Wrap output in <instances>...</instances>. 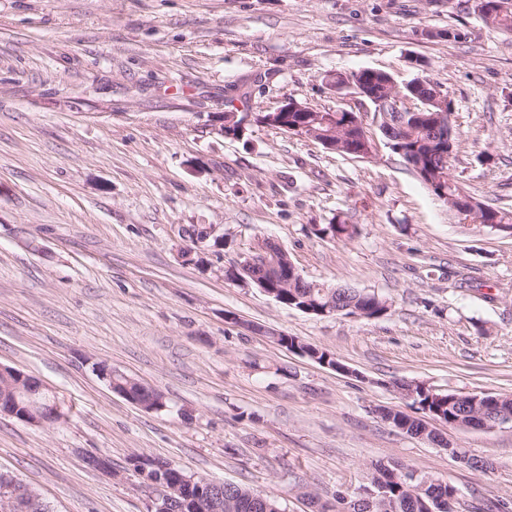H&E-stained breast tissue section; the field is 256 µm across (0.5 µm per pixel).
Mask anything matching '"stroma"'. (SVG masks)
<instances>
[{"label":"stroma","instance_id":"35a3bbf8","mask_svg":"<svg viewBox=\"0 0 512 512\" xmlns=\"http://www.w3.org/2000/svg\"><path fill=\"white\" fill-rule=\"evenodd\" d=\"M411 57L454 104L452 177L512 210V33L485 25L477 0H0V366L68 414H0V472L52 512H148L140 459L284 512L366 484L378 462L451 480L457 512L512 498V428L438 425L494 461L482 471L379 415L410 412L399 380L512 394V234L460 220L388 148L351 158L255 120L291 99L356 107L333 77L404 83ZM228 112L240 137L220 132ZM264 240L305 281L377 294L387 313L314 316L234 280ZM101 364L167 409L113 392ZM97 372L100 378L107 382L111 390L119 393L130 402L147 410L160 411L166 408L164 396L160 392L150 389L138 381H134V384H136L139 389H144L150 394V397L143 399L131 390V384L119 386L117 383L112 382V378L116 374V371H112V368H109L106 365H100L97 366Z\"/></svg>","mask_w":512,"mask_h":512}]
</instances>
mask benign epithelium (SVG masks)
<instances>
[{"instance_id": "benign-epithelium-1", "label": "benign epithelium", "mask_w": 512, "mask_h": 512, "mask_svg": "<svg viewBox=\"0 0 512 512\" xmlns=\"http://www.w3.org/2000/svg\"><path fill=\"white\" fill-rule=\"evenodd\" d=\"M414 94L424 104L422 111L431 113L429 121L437 129L451 125L448 112L449 98L444 88L432 82L420 81L414 86ZM235 272L253 277L260 289L270 296L277 295L279 288L295 286L296 268L288 254L269 243H261L237 263ZM98 375L105 380L111 390L119 393L130 402L147 410L160 411L166 408L164 396L153 389L138 384L150 397L143 399L131 390L130 385H119L112 381L116 371L100 365ZM7 414L29 423H54L61 419V408L57 396L36 378L21 371L0 367V414ZM151 490L150 512H176L181 503L190 506L192 512H223L224 483L195 478L183 473L175 483L162 477L145 480ZM35 496L27 486L14 492L11 498L3 500L5 512H29Z\"/></svg>"}]
</instances>
